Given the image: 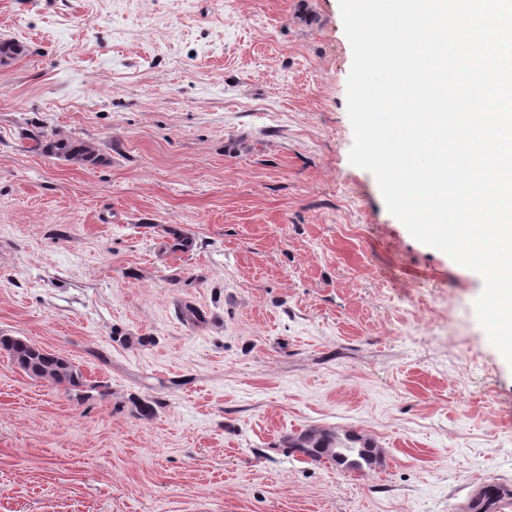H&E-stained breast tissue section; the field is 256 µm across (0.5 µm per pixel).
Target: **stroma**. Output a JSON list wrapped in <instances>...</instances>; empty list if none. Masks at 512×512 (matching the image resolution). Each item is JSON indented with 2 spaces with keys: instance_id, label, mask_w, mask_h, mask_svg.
<instances>
[{
  "instance_id": "obj_1",
  "label": "stroma",
  "mask_w": 512,
  "mask_h": 512,
  "mask_svg": "<svg viewBox=\"0 0 512 512\" xmlns=\"http://www.w3.org/2000/svg\"><path fill=\"white\" fill-rule=\"evenodd\" d=\"M0 38L25 47L0 63V336L90 386L0 352V512H466L512 489L483 280L349 162L338 0H0ZM308 428L379 457L288 455ZM35 150H40L48 156L79 164H95L98 162V150L91 144L76 138L60 136L51 137L38 135L34 138ZM0 350L5 351L13 363L29 376L65 384L67 389L75 392L76 400H84L85 396L80 394L84 390L80 388L88 384L82 373L65 358L13 336H0ZM498 486L492 484L484 485L469 506V511L498 512L506 497L507 499L512 498V491H505Z\"/></svg>"
}]
</instances>
